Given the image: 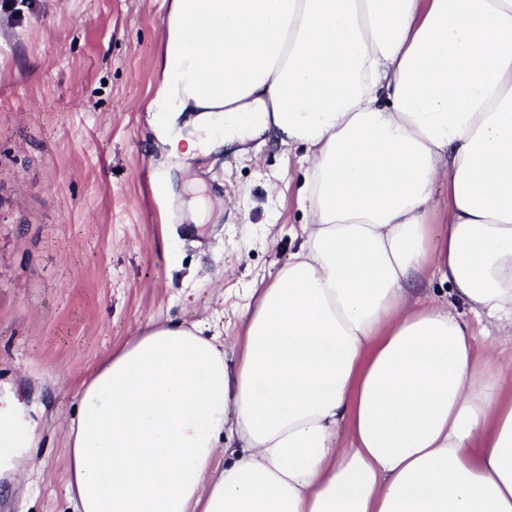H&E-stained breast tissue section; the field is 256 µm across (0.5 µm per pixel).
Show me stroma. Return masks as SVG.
<instances>
[{"instance_id": "obj_1", "label": "stroma", "mask_w": 512, "mask_h": 512, "mask_svg": "<svg viewBox=\"0 0 512 512\" xmlns=\"http://www.w3.org/2000/svg\"><path fill=\"white\" fill-rule=\"evenodd\" d=\"M165 13L166 0L0 8V383L46 404L31 459L0 477V512H73L80 381L152 319L203 323L232 350L252 283L298 244L303 148L255 139L182 172L153 145ZM193 199L212 205L203 223Z\"/></svg>"}]
</instances>
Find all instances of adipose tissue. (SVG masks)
Returning <instances> with one entry per match:
<instances>
[{
  "label": "adipose tissue",
  "instance_id": "adipose-tissue-1",
  "mask_svg": "<svg viewBox=\"0 0 512 512\" xmlns=\"http://www.w3.org/2000/svg\"><path fill=\"white\" fill-rule=\"evenodd\" d=\"M156 69L161 151L304 147L306 221L237 354L152 320L81 382L75 512H512V0H168ZM34 441L1 398L0 473ZM496 347V371L499 373L505 386L512 389V343L508 340H498Z\"/></svg>",
  "mask_w": 512,
  "mask_h": 512
}]
</instances>
